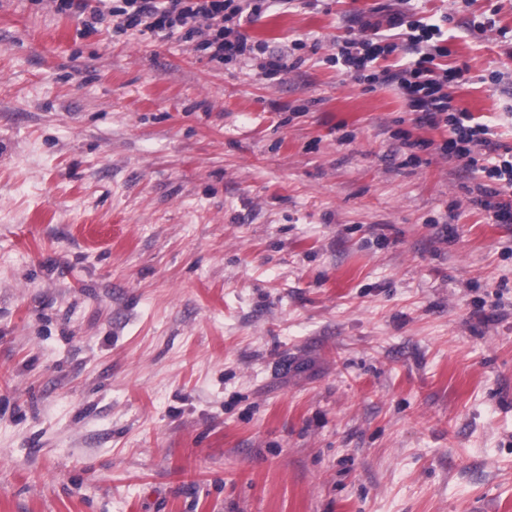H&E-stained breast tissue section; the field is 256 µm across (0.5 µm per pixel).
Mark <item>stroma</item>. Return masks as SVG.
Returning a JSON list of instances; mask_svg holds the SVG:
<instances>
[{"label":"stroma","mask_w":512,"mask_h":512,"mask_svg":"<svg viewBox=\"0 0 512 512\" xmlns=\"http://www.w3.org/2000/svg\"><path fill=\"white\" fill-rule=\"evenodd\" d=\"M384 2L275 0L272 79L0 0V512H512V224L332 63ZM407 10L512 148V0Z\"/></svg>","instance_id":"obj_1"}]
</instances>
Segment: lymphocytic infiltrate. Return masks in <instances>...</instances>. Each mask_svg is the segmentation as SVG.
I'll list each match as a JSON object with an SVG mask.
<instances>
[{"label": "lymphocytic infiltrate", "instance_id": "lymphocytic-infiltrate-1", "mask_svg": "<svg viewBox=\"0 0 512 512\" xmlns=\"http://www.w3.org/2000/svg\"><path fill=\"white\" fill-rule=\"evenodd\" d=\"M390 11L388 25L397 40L379 35L369 40L346 38L334 58L341 71L351 77L366 76L370 85L396 87L405 106L419 124L447 128L439 146L441 154L465 163L484 175L482 206L495 224H512V149L493 140L488 125L476 122L454 103L449 89L460 83L465 68H445L439 59L448 53L439 25L407 19L403 10ZM56 12L83 17L85 31L108 21L115 33L134 30L160 37L179 34L212 61L231 64L254 53L239 31L244 18L259 17L265 0H52ZM403 52L404 63L376 69V61Z\"/></svg>", "mask_w": 512, "mask_h": 512}]
</instances>
